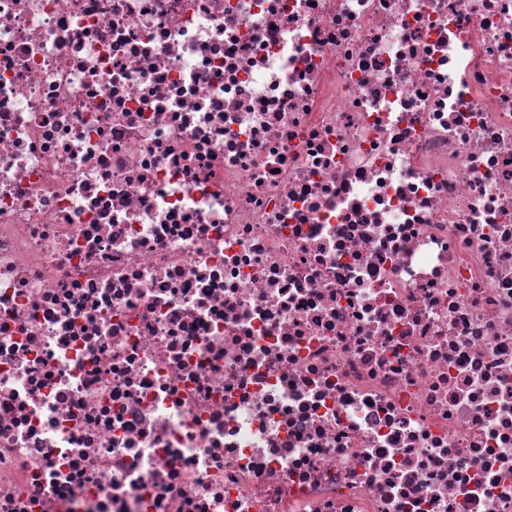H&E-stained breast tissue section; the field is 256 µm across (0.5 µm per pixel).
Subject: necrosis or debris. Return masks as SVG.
Listing matches in <instances>:
<instances>
[{
  "label": "necrosis or debris",
  "instance_id": "1",
  "mask_svg": "<svg viewBox=\"0 0 512 512\" xmlns=\"http://www.w3.org/2000/svg\"><path fill=\"white\" fill-rule=\"evenodd\" d=\"M0 512H512V0H0Z\"/></svg>",
  "mask_w": 512,
  "mask_h": 512
}]
</instances>
